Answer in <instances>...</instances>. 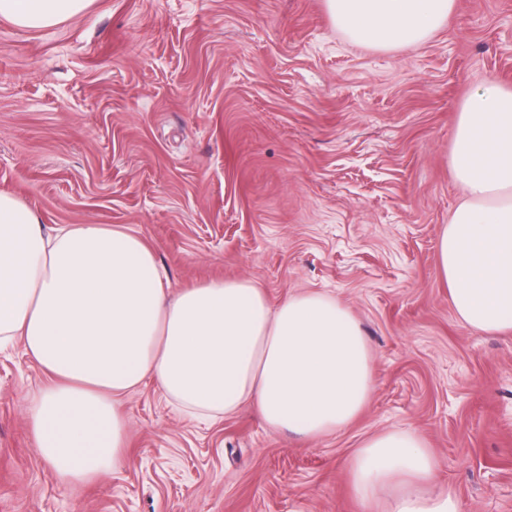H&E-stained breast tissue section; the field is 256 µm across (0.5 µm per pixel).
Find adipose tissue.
Returning a JSON list of instances; mask_svg holds the SVG:
<instances>
[{
    "instance_id": "obj_1",
    "label": "adipose tissue",
    "mask_w": 512,
    "mask_h": 512,
    "mask_svg": "<svg viewBox=\"0 0 512 512\" xmlns=\"http://www.w3.org/2000/svg\"><path fill=\"white\" fill-rule=\"evenodd\" d=\"M92 0H0V19L39 30ZM352 44L390 51L427 42L457 0H324ZM451 168L464 199L438 243L441 276L477 336L512 335V87L496 79L459 107ZM22 343L45 380L30 409L37 451L60 483L89 482L123 459L120 401L153 381L186 415L216 419L253 404L301 441L347 428L375 390L370 343L349 308L306 291L271 305L253 280L166 288L152 248L130 226L42 224L0 192V348ZM440 463L413 430L362 440L346 463L363 505L461 512Z\"/></svg>"
}]
</instances>
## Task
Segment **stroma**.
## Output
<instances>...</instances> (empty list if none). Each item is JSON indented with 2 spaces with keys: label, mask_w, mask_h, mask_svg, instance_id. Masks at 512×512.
<instances>
[{
  "label": "stroma",
  "mask_w": 512,
  "mask_h": 512,
  "mask_svg": "<svg viewBox=\"0 0 512 512\" xmlns=\"http://www.w3.org/2000/svg\"><path fill=\"white\" fill-rule=\"evenodd\" d=\"M512 86V0H458L425 44L346 41L324 0H94L28 31L0 19V192L42 223L126 224L171 292L246 277L271 304L327 292L361 322L376 389L300 443L255 409L179 413L126 394L122 462L58 485L29 432L43 384L0 350V512H364L345 463L386 429L424 435L463 512H512V335L458 319L437 264L463 198L461 102Z\"/></svg>",
  "instance_id": "1"
}]
</instances>
